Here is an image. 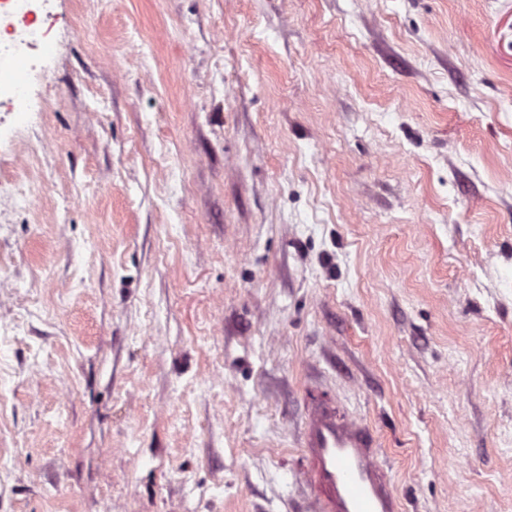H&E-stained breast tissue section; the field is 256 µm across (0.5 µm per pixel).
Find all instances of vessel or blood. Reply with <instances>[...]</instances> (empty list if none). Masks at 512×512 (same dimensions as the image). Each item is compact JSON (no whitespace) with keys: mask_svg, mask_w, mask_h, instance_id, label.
Wrapping results in <instances>:
<instances>
[{"mask_svg":"<svg viewBox=\"0 0 512 512\" xmlns=\"http://www.w3.org/2000/svg\"><path fill=\"white\" fill-rule=\"evenodd\" d=\"M303 479L314 512H399L376 433L313 402L303 434Z\"/></svg>","mask_w":512,"mask_h":512,"instance_id":"obj_1","label":"vessel or blood"}]
</instances>
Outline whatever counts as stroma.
Masks as SVG:
<instances>
[{"instance_id":"stroma-1","label":"stroma","mask_w":512,"mask_h":512,"mask_svg":"<svg viewBox=\"0 0 512 512\" xmlns=\"http://www.w3.org/2000/svg\"><path fill=\"white\" fill-rule=\"evenodd\" d=\"M0 107V512H512V0H37ZM5 1L10 4L6 14L11 21L7 26L13 29V34L1 39L0 3V105L18 106L26 82L36 68V52L50 54L53 45L48 30L37 25L35 11L31 8L34 1ZM303 479L316 512H399L376 433L327 401L311 406L303 434Z\"/></svg>"}]
</instances>
